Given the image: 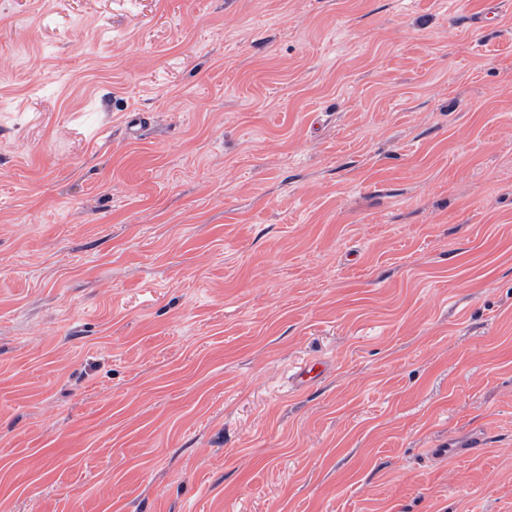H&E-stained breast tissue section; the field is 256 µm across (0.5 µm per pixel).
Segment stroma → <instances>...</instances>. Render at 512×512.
I'll return each instance as SVG.
<instances>
[{
  "label": "stroma",
  "instance_id": "1",
  "mask_svg": "<svg viewBox=\"0 0 512 512\" xmlns=\"http://www.w3.org/2000/svg\"><path fill=\"white\" fill-rule=\"evenodd\" d=\"M488 2L0 0V512H512Z\"/></svg>",
  "mask_w": 512,
  "mask_h": 512
}]
</instances>
